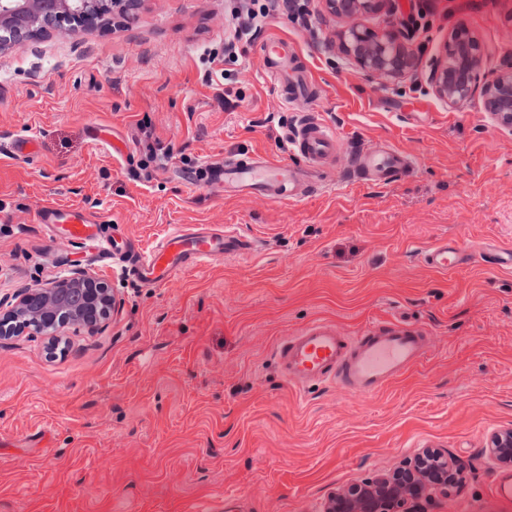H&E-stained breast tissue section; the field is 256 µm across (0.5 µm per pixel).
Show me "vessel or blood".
Returning a JSON list of instances; mask_svg holds the SVG:
<instances>
[{
    "label": "vessel or blood",
    "instance_id": "1",
    "mask_svg": "<svg viewBox=\"0 0 512 512\" xmlns=\"http://www.w3.org/2000/svg\"><path fill=\"white\" fill-rule=\"evenodd\" d=\"M269 65L267 77L280 90L287 104L309 97L315 80L299 64L296 50L286 39L272 38L261 46ZM289 161L248 155L225 158L220 168L225 191L250 194L270 203L298 202L306 197V172L329 167L343 141L320 113H300L286 134ZM412 165L400 150L388 146L379 153L350 156L349 183L389 184ZM51 236H63L95 245L103 258L122 260L129 275L142 287L157 288L178 274L212 261L249 253L253 244L237 232L220 225L173 227L152 248L128 238L106 236L99 224L75 207L46 204L35 216ZM424 265L448 272L478 261L489 268L512 266V248L462 251L454 240L444 238L418 253ZM427 354V336L422 328L403 323L372 324L352 336L341 335L331 323L316 321L294 335L284 337L275 357L284 380L295 388L324 383L367 397L396 380Z\"/></svg>",
    "mask_w": 512,
    "mask_h": 512
}]
</instances>
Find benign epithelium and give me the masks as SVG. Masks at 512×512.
Masks as SVG:
<instances>
[{"label":"benign epithelium","instance_id":"7a95c632","mask_svg":"<svg viewBox=\"0 0 512 512\" xmlns=\"http://www.w3.org/2000/svg\"><path fill=\"white\" fill-rule=\"evenodd\" d=\"M391 0H327L338 15L357 19L377 11ZM118 0H0V42H21V26L36 10L38 21L60 26L89 24L112 13ZM405 35L393 30L377 32L352 24L341 41L342 52L361 69L395 77L413 67L414 54ZM483 51L478 36L460 24L448 33L434 61L429 82L435 93L452 105L479 93L486 111L512 123V69L485 82L480 79ZM114 294L111 285L87 268L76 267L44 288L25 289L11 309L0 311V337L43 336L56 343L65 328L79 325L91 331L105 326ZM499 466L512 467V428L494 433L486 448ZM462 464L436 450H425L402 468L352 484L329 494L324 512H429L436 498L464 482Z\"/></svg>","mask_w":512,"mask_h":512}]
</instances>
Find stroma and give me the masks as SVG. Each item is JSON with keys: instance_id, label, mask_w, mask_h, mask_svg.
<instances>
[{"instance_id": "35a3bbf8", "label": "stroma", "mask_w": 512, "mask_h": 512, "mask_svg": "<svg viewBox=\"0 0 512 512\" xmlns=\"http://www.w3.org/2000/svg\"><path fill=\"white\" fill-rule=\"evenodd\" d=\"M429 30L409 31L414 71L386 78L339 49L349 20L316 0L314 31L287 14L225 60L210 83L200 55L223 51L240 0H134L92 25L44 27L0 46V298L71 268L108 281L115 307L97 332L74 325L0 339V512H321L327 494L401 466L426 449L469 467L432 512H512L492 494L503 475L483 453L512 428V269L442 273L418 252L442 238L463 249L512 247V127L481 97L459 106L428 82L449 30L483 48L480 75L512 63V0H431ZM299 51L322 91L288 108L263 77L262 40ZM233 100L225 108V100ZM321 113L350 147L391 144L412 168L391 185L345 186L347 167L313 176L297 203L228 196L188 168L259 152L288 158L299 113ZM166 152L152 178L141 125ZM115 146L94 147L95 128ZM36 135L39 154L8 151ZM54 203L117 222L143 246L176 224H222L261 248L145 288L83 243L34 222ZM324 320L352 335L370 323L423 327L425 359L368 397L333 385L296 390L274 350Z\"/></svg>"}]
</instances>
